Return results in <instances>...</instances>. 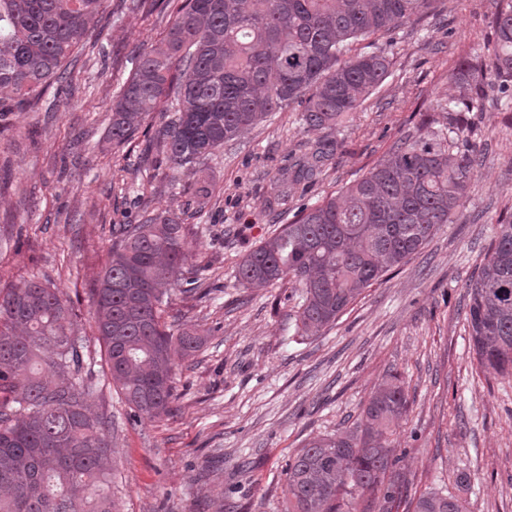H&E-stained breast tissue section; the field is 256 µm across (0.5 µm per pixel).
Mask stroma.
<instances>
[{
  "label": "stroma",
  "instance_id": "stroma-1",
  "mask_svg": "<svg viewBox=\"0 0 512 512\" xmlns=\"http://www.w3.org/2000/svg\"><path fill=\"white\" fill-rule=\"evenodd\" d=\"M494 11V0H436L428 15L352 41V53H387L386 81L336 127L302 128L293 105L202 156L212 189L202 205L194 176L146 152L144 136L118 145L110 134L117 91L166 34L174 8L103 0L65 62L67 81L0 116V287L36 278L70 302L90 359L78 378L97 386L92 413L112 420L119 512H283L289 458L351 426L392 373L408 399L394 440L410 474L394 512H408L429 487L447 488L468 512H512V374L479 366L465 319L466 284L498 223L512 219V112L492 106L474 119L469 139L481 164L454 222L332 327L295 336L298 284L247 288L235 278L301 206L365 174L416 134L436 99L455 94L448 73L492 48ZM326 139L336 147L320 173L294 181V159ZM145 210L174 214L188 229L184 274L206 291L171 290L170 314L206 338L194 357L176 359L175 398L159 419L130 410L105 380L91 299L113 225Z\"/></svg>",
  "mask_w": 512,
  "mask_h": 512
}]
</instances>
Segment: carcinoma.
Instances as JSON below:
<instances>
[{"mask_svg":"<svg viewBox=\"0 0 512 512\" xmlns=\"http://www.w3.org/2000/svg\"><path fill=\"white\" fill-rule=\"evenodd\" d=\"M103 0H0V101L7 112L66 82L64 62ZM435 0H184L165 38L139 57L112 105V141L135 139L163 102L177 112L149 146L174 169L291 103L309 129L336 125L389 77L382 52L347 56L349 43L430 11ZM488 61L463 60L449 76L459 95L435 101L425 136H407L387 158L263 240L238 265L244 286L292 279L302 288L300 337L336 323L362 292L419 253L469 198L481 150L468 132L489 101L484 86L512 100V0H496ZM333 151L320 143L297 164L311 180ZM110 260L93 288L94 322L112 386L135 411L157 418L174 399V359L203 345L196 328L164 319L169 287L188 261L183 225L163 211L113 226ZM466 320L479 364L512 372V221L499 224L490 253L466 284ZM72 309L49 284L23 279L0 288V512H114L104 492L109 421L88 413L94 388L58 381L84 362ZM46 368L33 369L38 352ZM399 380L379 384L353 427L306 443L288 460L284 512H393L408 482L393 439L406 413ZM413 512H466L430 489Z\"/></svg>","mask_w":512,"mask_h":512,"instance_id":"cac0c4a2","label":"carcinoma"}]
</instances>
